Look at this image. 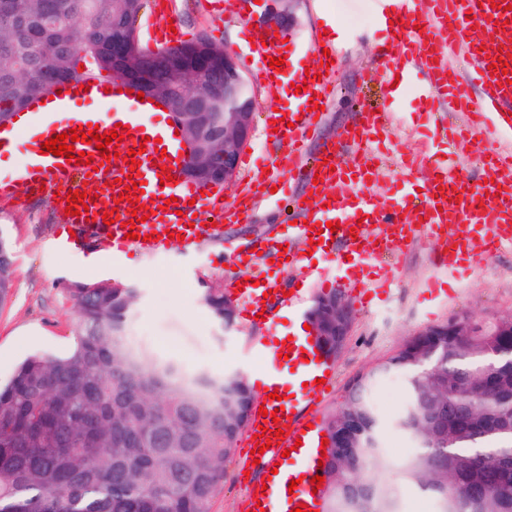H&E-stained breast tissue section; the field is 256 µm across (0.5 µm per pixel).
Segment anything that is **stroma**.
I'll return each mask as SVG.
<instances>
[{"label": "stroma", "mask_w": 512, "mask_h": 512, "mask_svg": "<svg viewBox=\"0 0 512 512\" xmlns=\"http://www.w3.org/2000/svg\"><path fill=\"white\" fill-rule=\"evenodd\" d=\"M264 10L260 2L243 17L226 20L212 12L210 0H145L135 27L144 43L151 25L170 21L180 30L182 42L207 36L232 51L248 79L254 80L258 62L250 54L249 37L261 26ZM376 10V0H291L289 4L292 20L277 38L288 42L300 67L316 63L310 46L323 31V17H337L345 32L337 92L309 141V154H316L325 142L339 140L366 105L392 107L391 150L398 156L433 154L438 145L427 138L433 122L459 121L458 116L429 111L418 85H411L393 104L380 81L366 80L378 47L389 38L375 23ZM511 142L489 128L477 131L475 142L461 151L458 160L464 179H488L490 172L480 163V153ZM290 207L289 198L260 201L247 223L225 225L221 235L201 240L190 255L173 246L158 257L132 253L116 257L105 243L94 242L71 253L62 265L51 246L58 221L53 191L45 189L23 201L0 204V227L9 231L16 257L12 296L0 307V384L8 382L27 354L64 355L74 348L79 316L67 288L75 282L99 280L137 288L139 298L128 326L134 346L176 361L189 378L205 372L253 379L266 366L258 344L287 335L306 322L316 297L336 293V286L306 282L295 312L280 310L272 324L238 321L224 330L204 307L201 292L207 286L224 287V262L235 249L259 238L280 237ZM365 278L386 281L387 291L370 306L355 307L350 334L333 356L335 382L320 409L324 415L341 405L353 376L383 362L417 331L454 317L484 321L512 315V244L503 245L474 275L460 279L438 269L430 241L422 237L400 256L366 272ZM371 397L383 425L381 452L387 460L401 462L416 450L411 437L394 425L407 404L404 376L390 373L380 378ZM243 464L241 454H234L212 512H242L243 479L258 481L263 476L257 468L243 473Z\"/></svg>", "instance_id": "obj_1"}]
</instances>
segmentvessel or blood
<instances>
[{
  "mask_svg": "<svg viewBox=\"0 0 512 512\" xmlns=\"http://www.w3.org/2000/svg\"><path fill=\"white\" fill-rule=\"evenodd\" d=\"M376 22L392 28L390 40L378 53V69L387 84L386 94L398 99L418 72H425V96L435 109L460 113L472 125L494 127L500 134L512 136V0H376ZM504 30H496V23ZM460 50L472 64L470 78H462L449 65L450 55ZM252 53L261 67L259 76L271 92H281L294 83L301 90L288 106L280 108V120L272 140L281 143V153L266 165H253L245 175L232 201L221 193L182 178L185 158L175 145L169 126H158L156 119L141 122L147 103L133 102L128 123L130 135L109 146L113 159L102 158L95 144L75 142L76 151L90 154L92 165H75L65 157L41 154L42 143L74 127L83 130L110 131L115 127L108 106L132 101L120 82L103 76L86 89L62 85L50 94L59 103L54 119L30 135L28 161L19 178L0 175V200L19 201L24 191L44 185L64 194L83 185L94 186L97 195L84 215L64 216L56 228L53 247L66 255L83 244L103 240L113 255L130 250L157 256L171 246V237L182 234L184 251H191L199 236L215 234L221 222L246 223L252 207L268 189L287 195L289 181L282 171L302 173L309 201L295 204V223L278 242L259 240L253 251L235 254L232 282L240 283V316L254 322L263 315L266 322L276 320L275 307L292 309L300 292L284 296L277 280L261 273L269 261H289L299 265L308 253L322 256L336 267V287L346 289L361 304H369L373 291L362 281L358 270L371 267L388 256L403 252L410 241L428 236L443 268L462 274L482 266L500 247L512 241V151L491 153L485 165L493 172V182L471 183L462 179L453 162L428 160L421 167H410L408 177L416 187L392 199L369 193L366 184L380 163L372 143L376 135L386 133L391 124L390 111L360 112L343 140L324 146L308 170H300L310 134L318 127L323 112L310 107L313 99L331 98L335 87L334 68H322L320 76L305 75L291 63L282 72L269 66L271 58L282 51L274 38L255 46ZM506 60V68L495 67V60ZM480 85L484 98L473 105L472 85ZM87 103L101 104L98 112L84 111ZM163 146L165 159L155 155ZM138 151V164L127 160L128 151ZM353 153L355 165H347L346 153ZM169 167L171 181L161 182L162 167ZM139 182L143 191L134 201L120 199L129 182ZM169 201L168 210L159 209L158 200ZM146 205L145 222L132 217V203ZM111 214L112 224L102 221ZM322 226V242L312 245L309 229ZM273 292L276 303L263 300L264 292ZM290 345L262 346L260 353L268 365L256 380L258 410L250 411L243 447L245 464L259 462L269 473L265 484L248 482L243 507L245 512H295L306 504L309 512H323L321 493L313 492L311 480L322 474V421L319 407L329 385L326 373L333 370V359L325 354L317 338L303 330L291 333ZM279 400H272V393ZM282 424V438L273 439L260 456H253L254 439L260 427Z\"/></svg>",
  "mask_w": 512,
  "mask_h": 512,
  "instance_id": "obj_1",
  "label": "vessel or blood"
}]
</instances>
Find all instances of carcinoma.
Listing matches in <instances>:
<instances>
[{"instance_id":"cac0c4a2","label":"carcinoma","mask_w":512,"mask_h":512,"mask_svg":"<svg viewBox=\"0 0 512 512\" xmlns=\"http://www.w3.org/2000/svg\"><path fill=\"white\" fill-rule=\"evenodd\" d=\"M144 0H0V118L28 107L31 78L87 82L119 70L157 91L184 93L170 73L142 57L136 68L114 54L131 48ZM224 54L207 37L176 52L198 69V91L223 83L201 49ZM84 70H79V63ZM224 169L213 153L191 171L206 182ZM14 249L0 229V303L14 285ZM68 292L80 323L73 350L34 353L0 386V512H212L254 395L239 375L206 393L178 365L133 346L127 336L137 290L108 280ZM204 305L220 325L235 323L224 292L206 288ZM406 376V421L417 452L394 466L368 447L382 427L369 392L382 375ZM432 409L448 411V437L426 431ZM328 437L325 512H398L384 473L439 500L437 512H512V329L492 323L483 336H410L381 364L352 378L343 403L323 419ZM349 430L336 445V428ZM456 484L448 503L439 487Z\"/></svg>"}]
</instances>
